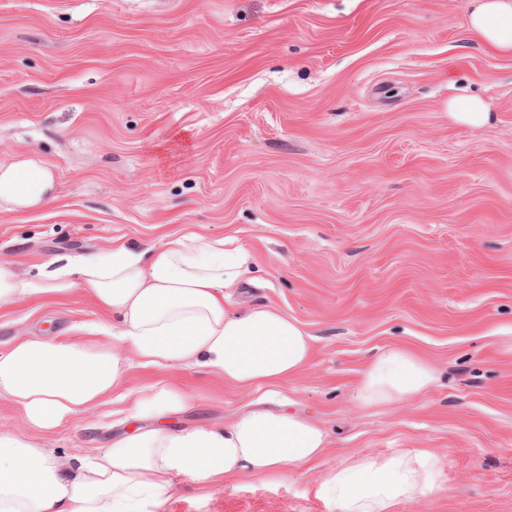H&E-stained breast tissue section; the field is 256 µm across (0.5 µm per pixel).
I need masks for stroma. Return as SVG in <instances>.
Wrapping results in <instances>:
<instances>
[{"label": "stroma", "mask_w": 512, "mask_h": 512, "mask_svg": "<svg viewBox=\"0 0 512 512\" xmlns=\"http://www.w3.org/2000/svg\"><path fill=\"white\" fill-rule=\"evenodd\" d=\"M464 0H0V162L34 157L55 201L0 212V266L228 239L255 259L240 306L270 305L313 337L269 399L198 370L174 424L246 406L328 432L325 467L425 448L436 490L392 512H512V57L471 41ZM476 95L483 126L448 100ZM86 292L0 308V352L103 320ZM402 347L437 381L362 406L376 356ZM112 404L50 433L0 399V432L58 456L111 439ZM315 473L176 479L169 512H337ZM448 115L454 122L470 126L484 125L490 119L488 105L478 96L450 98Z\"/></svg>", "instance_id": "35a3bbf8"}]
</instances>
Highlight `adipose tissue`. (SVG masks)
Segmentation results:
<instances>
[{"mask_svg": "<svg viewBox=\"0 0 512 512\" xmlns=\"http://www.w3.org/2000/svg\"><path fill=\"white\" fill-rule=\"evenodd\" d=\"M465 28L485 49L512 55V0H465ZM55 177L41 160L0 164V211L40 209L54 198ZM254 266L245 248L197 234H172L157 247L114 244L80 262L52 260L19 274L0 267V307L83 290L106 320L78 335L17 339L0 354V398L31 429L50 432L106 399L140 421L99 452L60 458L0 432V512H167L174 480L202 495L246 477L280 479L285 469H319L316 497L338 512H392L436 488L432 454L400 448L322 469L326 430L293 412H240L223 426H170L192 404L169 369L200 367L241 390L276 388L312 356V338L295 319L265 304L235 307L225 291ZM158 371L146 391L124 390L131 366ZM432 366L403 348L377 356L362 374L357 399L388 405L429 390Z\"/></svg>", "mask_w": 512, "mask_h": 512, "instance_id": "1", "label": "adipose tissue"}]
</instances>
